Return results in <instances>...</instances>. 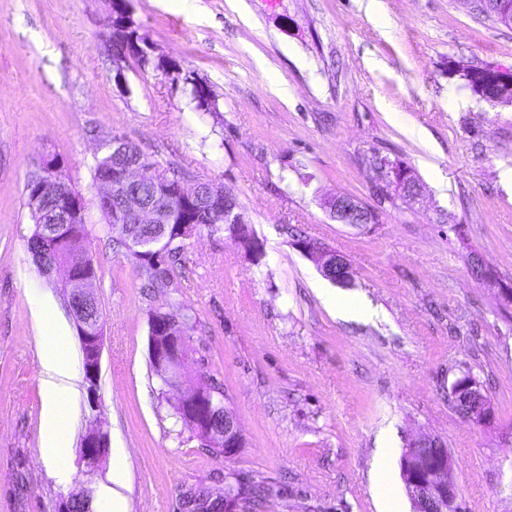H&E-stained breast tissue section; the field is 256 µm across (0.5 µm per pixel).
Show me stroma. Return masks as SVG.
Here are the masks:
<instances>
[{"mask_svg":"<svg viewBox=\"0 0 512 512\" xmlns=\"http://www.w3.org/2000/svg\"><path fill=\"white\" fill-rule=\"evenodd\" d=\"M157 54L204 81L218 103L196 110L170 77L128 63L117 83L104 24L109 0H0V512H55L78 486L100 498L111 459L49 477L39 328L33 297L55 307L70 363L80 342L56 279L27 251L24 184L44 153L64 158L94 197L91 167L122 135L161 163L223 183L266 257L202 231L187 240L174 285L147 291L102 222L92 226L93 291L104 313L98 417L125 512H175L192 486L224 490L226 474L273 488L262 512H379L372 471L407 439L441 437L466 512H512V305L471 272L479 257L512 285V103H490L463 78L512 71V27L475 0H131ZM417 127L418 135L407 132ZM380 154L407 163L422 198L377 201ZM341 194L377 208L375 224L330 218ZM294 227L342 254L347 294L376 309L336 316L337 292L302 253ZM178 299L196 319L191 381L222 384L244 445H201L174 416L177 396L149 365L148 312ZM471 374L495 420L480 427L448 400Z\"/></svg>","mask_w":512,"mask_h":512,"instance_id":"1","label":"stroma"}]
</instances>
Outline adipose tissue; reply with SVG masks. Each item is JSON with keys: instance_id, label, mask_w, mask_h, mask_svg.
<instances>
[{"instance_id": "obj_1", "label": "adipose tissue", "mask_w": 512, "mask_h": 512, "mask_svg": "<svg viewBox=\"0 0 512 512\" xmlns=\"http://www.w3.org/2000/svg\"><path fill=\"white\" fill-rule=\"evenodd\" d=\"M33 310L42 330L39 360L41 385L46 399L43 419L47 436L41 458L49 475L60 479L65 475V465L70 455L66 443L70 413L64 401L74 387L68 339L48 304L34 301Z\"/></svg>"}]
</instances>
